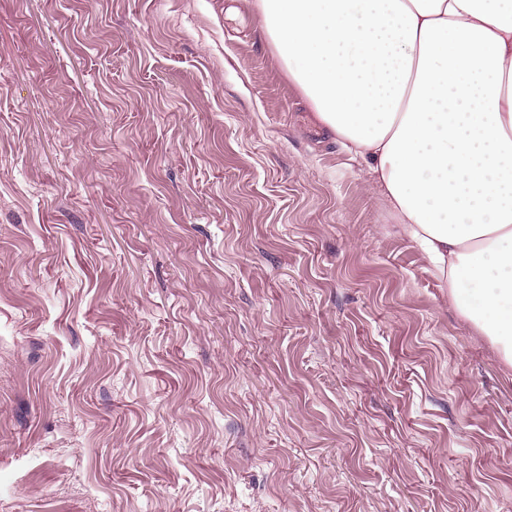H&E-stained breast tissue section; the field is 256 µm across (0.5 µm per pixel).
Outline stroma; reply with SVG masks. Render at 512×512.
I'll list each match as a JSON object with an SVG mask.
<instances>
[{"mask_svg": "<svg viewBox=\"0 0 512 512\" xmlns=\"http://www.w3.org/2000/svg\"><path fill=\"white\" fill-rule=\"evenodd\" d=\"M0 512H512V366L248 0H0Z\"/></svg>", "mask_w": 512, "mask_h": 512, "instance_id": "1", "label": "stroma"}]
</instances>
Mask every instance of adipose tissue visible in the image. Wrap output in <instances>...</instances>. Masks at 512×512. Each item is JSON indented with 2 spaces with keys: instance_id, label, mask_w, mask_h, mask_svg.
Returning a JSON list of instances; mask_svg holds the SVG:
<instances>
[{
  "instance_id": "adipose-tissue-1",
  "label": "adipose tissue",
  "mask_w": 512,
  "mask_h": 512,
  "mask_svg": "<svg viewBox=\"0 0 512 512\" xmlns=\"http://www.w3.org/2000/svg\"><path fill=\"white\" fill-rule=\"evenodd\" d=\"M316 120L512 364V0H254Z\"/></svg>"
}]
</instances>
